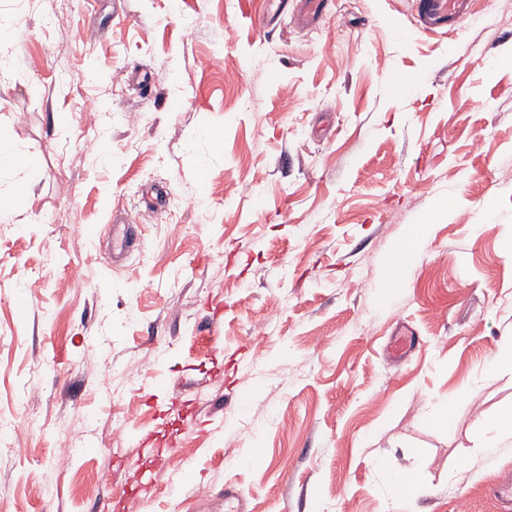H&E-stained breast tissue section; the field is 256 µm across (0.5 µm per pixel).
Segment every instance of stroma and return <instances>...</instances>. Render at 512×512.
<instances>
[{
	"mask_svg": "<svg viewBox=\"0 0 512 512\" xmlns=\"http://www.w3.org/2000/svg\"><path fill=\"white\" fill-rule=\"evenodd\" d=\"M266 9L0 0V126L38 159L0 176L28 196L0 223V417L30 428L26 459L0 445V512H99L140 491L115 464L127 413L125 438L164 427L176 449L152 470L151 512H218L228 484L250 512H512L491 493L512 439L474 441L512 408V372L484 376L512 336V0H478L447 34L417 29L408 0H336L307 29L259 24ZM212 54L222 70L202 67ZM394 72L422 83L396 94ZM443 201L391 285L397 246ZM116 217L140 238L120 266ZM264 316L269 336L250 335ZM403 325L414 346L390 356ZM446 399L450 433L425 418ZM183 400L196 425L165 414ZM62 432L80 449L64 476L49 468ZM409 468L420 494L392 501L386 470Z\"/></svg>",
	"mask_w": 512,
	"mask_h": 512,
	"instance_id": "1",
	"label": "stroma"
}]
</instances>
